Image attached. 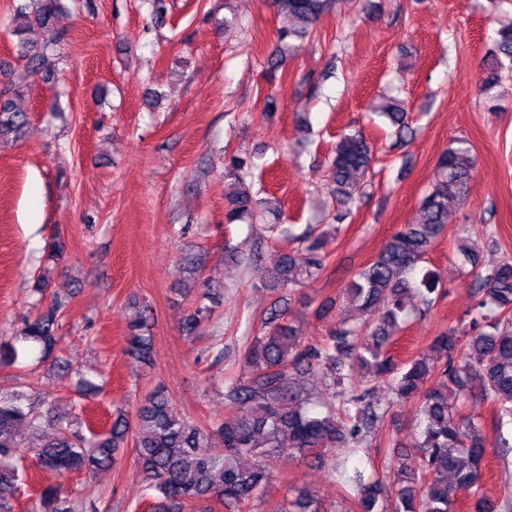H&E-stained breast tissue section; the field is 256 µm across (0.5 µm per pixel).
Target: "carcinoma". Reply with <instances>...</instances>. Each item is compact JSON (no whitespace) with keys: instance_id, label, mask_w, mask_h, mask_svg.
<instances>
[{"instance_id":"obj_1","label":"carcinoma","mask_w":512,"mask_h":512,"mask_svg":"<svg viewBox=\"0 0 512 512\" xmlns=\"http://www.w3.org/2000/svg\"><path fill=\"white\" fill-rule=\"evenodd\" d=\"M36 6L19 3L21 19L15 33L41 30L38 42H21L19 57L28 68L48 79L63 61L60 0H35ZM284 23L277 32L279 43L294 48L317 26L336 0H272ZM512 69V27L503 30L483 62L481 91L495 88L502 73ZM20 91H0V136L27 123V113L13 109L12 97ZM383 116L397 127V138L409 130L406 110L394 99ZM373 159L372 148L361 134L345 135L336 143L329 166L331 193L337 206L329 212L332 224H342L351 214V203L362 192ZM255 166L247 154L224 155V179L233 191L227 196L225 223L280 221V208L257 198L246 181ZM475 161L468 140L458 138L438 155L435 177L419 201V220L395 233L377 257L347 284L343 300L356 314H343L320 345L309 344L296 327L280 322L283 311L272 308L265 317L267 330L256 337L245 353L246 376L231 378L226 400L250 410L226 419L201 423L182 414L159 390L153 391L135 413V421L120 412L108 427L85 434L82 423L69 413L50 406L41 411L28 403L23 390L0 388V512H13L5 492L16 493L27 481L24 462L34 461L49 474L39 494L42 512H72L67 487L59 477L82 470L109 468L122 459L123 448L135 450L151 502L148 512H187L195 503L199 512H211L210 503L236 512L241 506L267 497L273 488L272 469L284 455L306 454L356 443L362 432L380 421L386 410L375 399V388L354 393L355 376L381 380L397 400L420 399L421 430L411 452L399 453L393 494L378 479L349 478L357 512H454L457 494L476 499L482 512H496L482 491V467L486 440L475 419L463 414L466 403L479 399L494 406L499 425L512 424V259L504 258L475 280L477 321L489 330L469 333L450 328L436 336L422 353L396 370L387 348L392 344L399 320L416 309L415 302L430 307V295L439 292V278L427 269L420 280L411 274L425 260L447 224L448 201H463L472 190ZM306 245L282 253L267 269L276 286L295 287L316 279L325 268L326 242L307 237ZM217 304L204 293L183 331L194 334L199 320L210 316ZM65 303L55 298L19 329L22 341L39 350L41 360L55 356ZM145 318L129 325L127 349L145 359L150 337L143 334ZM325 371L349 386L311 414L304 383L293 370ZM440 380L426 388L434 376ZM26 427L40 437L38 444H22L16 430ZM220 439L224 455L212 453ZM274 512H322L316 495L304 490L294 499L283 497Z\"/></svg>"}]
</instances>
